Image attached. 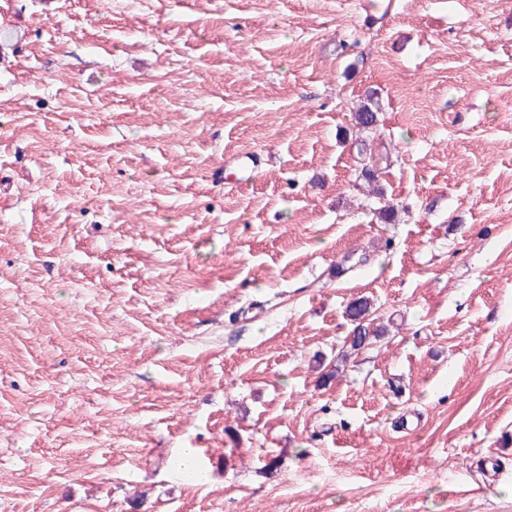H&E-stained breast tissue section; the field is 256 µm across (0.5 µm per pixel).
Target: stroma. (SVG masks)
Returning a JSON list of instances; mask_svg holds the SVG:
<instances>
[{
  "label": "stroma",
  "mask_w": 512,
  "mask_h": 512,
  "mask_svg": "<svg viewBox=\"0 0 512 512\" xmlns=\"http://www.w3.org/2000/svg\"><path fill=\"white\" fill-rule=\"evenodd\" d=\"M0 512H512V0H0ZM354 118L357 127H361L365 130H369L373 133V130H377L378 126V109L372 95L366 96V100L362 105H359L354 113ZM358 155L362 161V167L358 178L366 182L367 187L369 188V193L381 195L382 192L378 186L376 187L374 184L377 182L378 171L380 170L379 165L382 158H377L370 148V144L366 140H361L358 144ZM371 303L368 299L360 297L352 301L347 309L346 317L351 321L353 329L350 333V349L353 351L363 348L372 337H379L385 333L381 325H373V319L367 322L370 317Z\"/></svg>",
  "instance_id": "obj_1"
}]
</instances>
